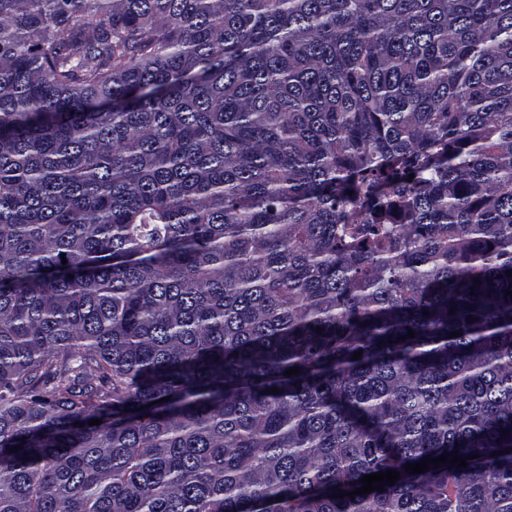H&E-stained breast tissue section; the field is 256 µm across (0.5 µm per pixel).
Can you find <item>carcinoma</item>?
<instances>
[{
  "label": "carcinoma",
  "mask_w": 512,
  "mask_h": 512,
  "mask_svg": "<svg viewBox=\"0 0 512 512\" xmlns=\"http://www.w3.org/2000/svg\"><path fill=\"white\" fill-rule=\"evenodd\" d=\"M509 271L512 0H0V512H512Z\"/></svg>",
  "instance_id": "1"
}]
</instances>
